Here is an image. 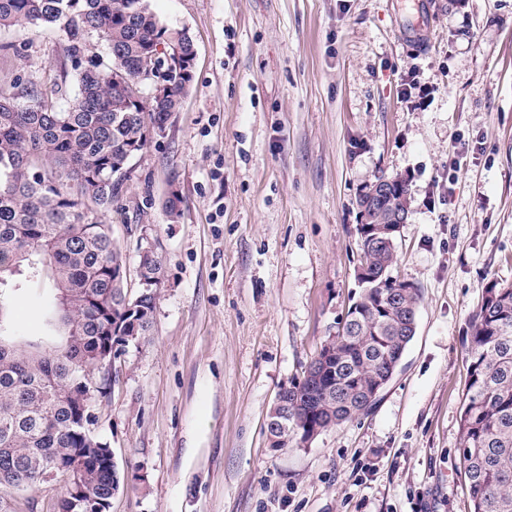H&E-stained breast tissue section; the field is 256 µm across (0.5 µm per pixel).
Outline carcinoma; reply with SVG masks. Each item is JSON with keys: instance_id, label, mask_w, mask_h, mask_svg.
Masks as SVG:
<instances>
[{"instance_id": "1", "label": "carcinoma", "mask_w": 512, "mask_h": 512, "mask_svg": "<svg viewBox=\"0 0 512 512\" xmlns=\"http://www.w3.org/2000/svg\"><path fill=\"white\" fill-rule=\"evenodd\" d=\"M24 24L64 31L78 91L61 106L65 91L56 82L44 90L17 79L0 87V287L16 292L49 271L70 328L47 341L8 333L0 290V480L33 472L50 450L63 467L70 465L69 453L85 447L73 422L95 415L94 399L84 408L71 399L69 367L93 365L91 351L105 338L132 336L134 346L152 327L157 296L138 290V309L122 312L128 288L112 276L125 265L122 252L109 225L86 224L83 214L89 207L112 209L128 181L119 172L151 142L150 131L166 129L193 79L174 74L163 98H144L140 76L158 44L175 42L194 58L188 33L164 26L147 0H0V29ZM93 33L105 42L111 64L83 59ZM359 250L370 271L383 276L352 299L361 323L355 330L343 323L332 345V374L320 376L314 358L289 385L303 443L314 425L328 431L368 413L367 393L412 340L401 315L381 311L396 290L389 277L396 253ZM470 329L460 467L471 512H512V285L492 282L484 289ZM328 382L336 386L334 398L323 395ZM85 475L90 495L109 505L110 465L92 456Z\"/></svg>"}]
</instances>
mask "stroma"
Masks as SVG:
<instances>
[{
    "label": "stroma",
    "instance_id": "1",
    "mask_svg": "<svg viewBox=\"0 0 512 512\" xmlns=\"http://www.w3.org/2000/svg\"><path fill=\"white\" fill-rule=\"evenodd\" d=\"M148 0L186 29L193 80L132 161L111 211L137 286L152 241L154 322L95 403L94 434L129 479L109 512H469L459 467L469 321L512 285V0ZM0 80L77 81L60 29H0ZM429 89L422 106L408 93ZM407 178L392 273L418 288L416 334L365 415L269 447L266 415L338 331L357 290L359 196ZM53 282L8 299L53 334ZM64 481L0 487L12 512H56ZM156 261L162 269L160 260H157L155 248L148 240L146 246L141 247L139 251L138 274L143 289H149L156 283L159 285L162 280V275L156 270Z\"/></svg>",
    "mask_w": 512,
    "mask_h": 512
}]
</instances>
